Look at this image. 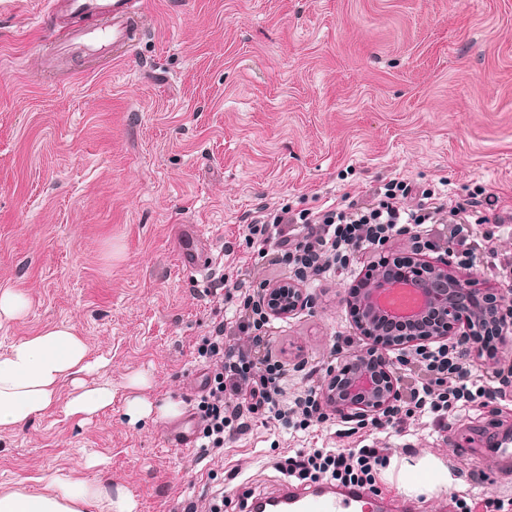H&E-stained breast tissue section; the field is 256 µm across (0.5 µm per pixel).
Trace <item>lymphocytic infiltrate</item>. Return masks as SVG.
Listing matches in <instances>:
<instances>
[{"mask_svg": "<svg viewBox=\"0 0 512 512\" xmlns=\"http://www.w3.org/2000/svg\"><path fill=\"white\" fill-rule=\"evenodd\" d=\"M410 198L420 199L419 208H406ZM484 211L495 212L496 223L512 222V208L498 193L488 190L478 199L453 200L395 175L382 179L368 198L352 200L344 195L315 212L297 211L287 204L263 209L247 229L262 260L272 266L287 265L304 281L348 264L359 251L396 233L401 224L439 225L449 245L477 254L481 245L466 235L465 227L480 223ZM221 301L233 308L238 320L232 326L220 319L212 321L196 344L200 361L213 368L194 407L201 451L223 449L225 432L245 431L257 417L266 421L296 417L304 424L320 419L316 394L286 402L279 369L259 367L255 359L262 339L250 331L267 321L262 299L238 278L226 286ZM495 396V387L484 380L480 368L451 353L437 352L423 357L419 373L412 375L405 389L404 406L460 413L470 403ZM382 457L379 448H353L346 453L316 448L295 451L276 460L275 466L302 486L319 482L364 486L373 481Z\"/></svg>", "mask_w": 512, "mask_h": 512, "instance_id": "obj_1", "label": "lymphocytic infiltrate"}]
</instances>
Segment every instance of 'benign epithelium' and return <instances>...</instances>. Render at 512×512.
<instances>
[{"label": "benign epithelium", "instance_id": "7a95c632", "mask_svg": "<svg viewBox=\"0 0 512 512\" xmlns=\"http://www.w3.org/2000/svg\"><path fill=\"white\" fill-rule=\"evenodd\" d=\"M394 282L411 285L420 292L418 311L398 316L381 308L378 298ZM481 294L475 282L459 275L445 259H413L398 269L390 258H381L364 288L345 298L362 335L372 340V349L328 370L321 392L324 407L340 418L363 423L394 404L399 395L398 379L392 360L376 351L378 346L391 351L411 347L415 352H429L432 343L447 348L452 338H471L482 330L490 329L501 336L511 334L512 289L488 307L480 305ZM262 296L269 315L275 318L293 316L308 304L300 289L290 282L264 288ZM431 312L440 317L436 326L423 323V317ZM398 318L417 326L418 332L389 335L387 324Z\"/></svg>", "mask_w": 512, "mask_h": 512}]
</instances>
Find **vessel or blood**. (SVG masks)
I'll use <instances>...</instances> for the list:
<instances>
[{
    "mask_svg": "<svg viewBox=\"0 0 512 512\" xmlns=\"http://www.w3.org/2000/svg\"><path fill=\"white\" fill-rule=\"evenodd\" d=\"M136 0H48V11L80 13L104 18L105 26L76 32L65 44V51L102 55L109 47L132 41L139 33L135 21ZM178 259L184 269L201 270L206 256L199 247L196 228L183 233ZM270 512H376L377 504L366 490L357 487L318 486L308 490L289 488L267 497Z\"/></svg>",
    "mask_w": 512,
    "mask_h": 512,
    "instance_id": "b4317fda",
    "label": "vessel or blood"
}]
</instances>
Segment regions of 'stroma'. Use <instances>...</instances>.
I'll return each mask as SVG.
<instances>
[{
	"label": "stroma",
	"instance_id": "35a3bbf8",
	"mask_svg": "<svg viewBox=\"0 0 512 512\" xmlns=\"http://www.w3.org/2000/svg\"><path fill=\"white\" fill-rule=\"evenodd\" d=\"M44 0H0V290L29 308L0 325V352L62 323L74 326L112 386L111 406L79 424L72 389L28 425L0 431V491L44 489L60 474L111 482L134 512H175L224 486V512L247 493L273 495L279 454L309 448L384 449L387 459L431 455L454 471L445 490L406 496L377 467L373 497L390 512H455L452 494L512 512V472L471 455L512 429V353L496 342L484 370L499 393L438 429L401 430L333 415L302 431L256 420L218 455L174 448L207 373L193 346L235 257L252 258L259 290L287 268L254 257L246 226L289 200L314 210L379 180L404 176L468 198L486 186L512 200V0H141L140 40L118 57L58 55L87 20L44 15ZM197 225L212 263L183 269L179 239ZM490 250L449 262L494 294L512 289V223L472 224ZM438 231L408 224L348 269L304 284L299 314L270 320L259 359L278 361L283 393L308 389L310 367L369 348L344 302L379 252L408 256ZM151 406L134 418L131 403Z\"/></svg>",
	"mask_w": 512,
	"mask_h": 512
}]
</instances>
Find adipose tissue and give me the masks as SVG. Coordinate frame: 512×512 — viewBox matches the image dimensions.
<instances>
[{
  "instance_id": "adipose-tissue-1",
  "label": "adipose tissue",
  "mask_w": 512,
  "mask_h": 512,
  "mask_svg": "<svg viewBox=\"0 0 512 512\" xmlns=\"http://www.w3.org/2000/svg\"><path fill=\"white\" fill-rule=\"evenodd\" d=\"M96 368L88 347L75 329L62 324L13 344L0 353V430L28 424L48 410L63 385L74 393L67 416L86 422L112 404V387L90 386L85 377ZM390 478L408 496L452 489L457 479L441 460L429 456L416 465L389 468ZM135 504L123 489L91 486L67 477L51 479L43 492L18 488L0 492V512H133Z\"/></svg>"
}]
</instances>
